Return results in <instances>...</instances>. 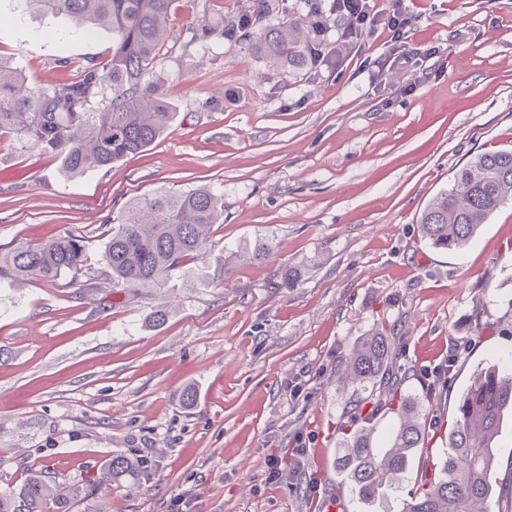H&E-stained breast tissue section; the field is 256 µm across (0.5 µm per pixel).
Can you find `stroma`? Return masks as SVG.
<instances>
[{
  "label": "stroma",
  "instance_id": "obj_1",
  "mask_svg": "<svg viewBox=\"0 0 512 512\" xmlns=\"http://www.w3.org/2000/svg\"><path fill=\"white\" fill-rule=\"evenodd\" d=\"M249 5L174 0L152 72L173 116L144 152L74 177L59 156L0 136V244L71 232L87 248L80 288L0 282V490L43 469L60 484L98 480L111 512H318L328 490L342 512H401L420 465L363 511L336 476L337 448L366 425L337 426L349 400L334 383L341 360L405 324L402 389H436L424 409L434 463L473 372L512 363V202L459 252L420 232L459 168L512 149V0H407L408 45L437 47L440 70L390 71L386 105L350 48L339 70L276 69L225 38V17ZM71 27L0 0V57L42 87L106 66L111 30ZM200 186L224 194L204 259L147 295L105 288L101 248L127 202ZM289 268L300 277L286 288ZM452 355L448 382L435 383ZM299 441L305 454L271 477L270 455ZM496 448L490 509L512 512L511 415ZM119 454L146 466L100 481Z\"/></svg>",
  "mask_w": 512,
  "mask_h": 512
}]
</instances>
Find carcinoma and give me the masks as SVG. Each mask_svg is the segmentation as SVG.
I'll return each mask as SVG.
<instances>
[{"instance_id":"carcinoma-1","label":"carcinoma","mask_w":512,"mask_h":512,"mask_svg":"<svg viewBox=\"0 0 512 512\" xmlns=\"http://www.w3.org/2000/svg\"><path fill=\"white\" fill-rule=\"evenodd\" d=\"M26 2L43 15L65 13L79 25L112 29V56L104 70L91 65L68 83L44 88L27 85L20 68L0 60V133L60 156L74 176L108 168L153 144L171 119L164 93L150 73L167 37L173 0ZM313 34L314 29L306 32L297 22L266 24L262 6L242 38L257 41L274 66L302 65ZM106 85L111 96L96 110L93 104ZM511 201L512 149L480 153L456 171L451 187L428 201L421 215L422 236L435 248L460 250ZM223 219L224 194L213 188L180 193L160 189L130 199L101 254L112 287L133 292L165 287L187 262L204 256L211 225ZM85 262V241L72 233L38 244L16 243L0 248V281L19 283L37 276L55 287L70 273L68 285L73 287ZM396 359L394 337L378 332L356 345L337 378L364 390L353 396L342 417H353L365 406L370 417L387 410L397 414L384 439L377 438L374 426L356 430L336 454V470L362 504L385 499L412 462L428 453L420 398L398 395ZM511 412L512 373L497 365L476 371L460 395L439 470L430 478L422 470L403 512H490L476 504L493 496L495 438ZM142 465L117 455L99 480L110 482ZM71 502L84 504L87 512H108L89 479L60 487L35 470L19 488L0 491V512H60Z\"/></svg>"}]
</instances>
